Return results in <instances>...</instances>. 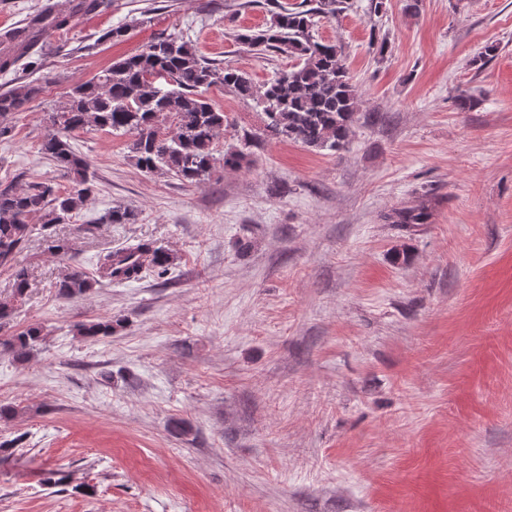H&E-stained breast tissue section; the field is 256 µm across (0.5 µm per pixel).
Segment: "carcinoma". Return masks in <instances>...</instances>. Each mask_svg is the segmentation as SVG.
I'll use <instances>...</instances> for the list:
<instances>
[{"label":"carcinoma","mask_w":512,"mask_h":512,"mask_svg":"<svg viewBox=\"0 0 512 512\" xmlns=\"http://www.w3.org/2000/svg\"><path fill=\"white\" fill-rule=\"evenodd\" d=\"M266 5L270 20L265 27L240 33L237 40L256 51L286 55L292 65L259 91L246 73L231 66L216 67L189 42L171 35L72 85L63 104L48 114L50 130L41 141L40 152L73 186L60 192L49 183L23 190L0 185V267L11 265L36 231L50 239L48 249L53 253L66 257L71 252L68 242L53 237L52 228L72 217L94 191L89 164L70 142L76 131L95 128L128 134L130 153L143 171L172 174L196 184L206 180L219 163L238 168L252 162L253 149L260 146L256 135L243 128L240 147L216 153V139L233 122L203 91L220 84L237 98L255 103L267 136L318 150L342 148L356 119L359 96L343 63L342 47L318 40L313 27L315 18H334L347 10L348 0H302L291 6L284 0H266ZM106 6L107 0H78L69 14L42 8L12 35L19 55L31 53L43 37L65 29L72 15L95 14ZM41 92L42 87L33 81L0 92V117L24 111ZM427 217L423 206L405 208L394 212L392 223L423 224ZM137 219L134 208L121 204L101 217L108 224H135ZM146 260L164 272L172 257L140 241L103 255L93 278L77 266L67 268L58 294L66 300L83 299L103 280H133ZM27 290V275L20 270L14 276L11 298L0 300V332ZM114 330L112 320L105 319L80 323L74 334L97 342ZM41 340V329L31 325L19 333L0 335V347L23 363Z\"/></svg>","instance_id":"1"}]
</instances>
